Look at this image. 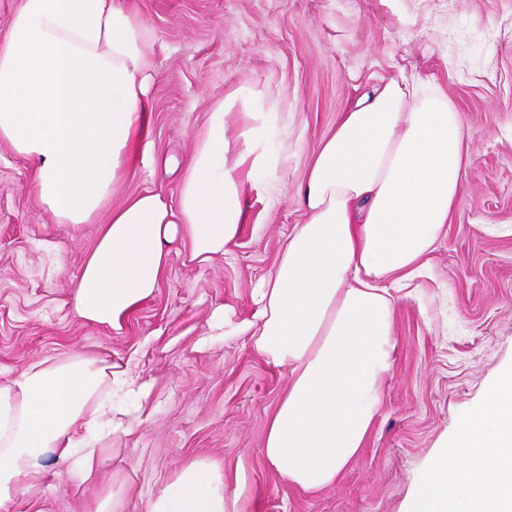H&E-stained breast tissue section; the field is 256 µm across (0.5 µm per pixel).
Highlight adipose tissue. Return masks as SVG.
<instances>
[{
    "instance_id": "1",
    "label": "adipose tissue",
    "mask_w": 512,
    "mask_h": 512,
    "mask_svg": "<svg viewBox=\"0 0 512 512\" xmlns=\"http://www.w3.org/2000/svg\"><path fill=\"white\" fill-rule=\"evenodd\" d=\"M156 32L133 0H20L0 41V141L34 162L32 189L61 224L110 215L70 292L82 320L118 331L160 285L167 247L207 261L243 221L246 155L228 161V95L213 109L177 201L146 188L111 209L150 122ZM470 163L469 131L431 81H388L339 114L297 188L304 219L236 325L289 370L263 453L291 484L336 483L361 452L392 369L393 316L450 224ZM132 362L74 353L0 381V512L47 461L90 480L103 452L147 420ZM150 512H227L224 473L184 466ZM408 512H512V374L487 389L432 460Z\"/></svg>"
}]
</instances>
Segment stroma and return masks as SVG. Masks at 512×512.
<instances>
[{
    "instance_id": "stroma-1",
    "label": "stroma",
    "mask_w": 512,
    "mask_h": 512,
    "mask_svg": "<svg viewBox=\"0 0 512 512\" xmlns=\"http://www.w3.org/2000/svg\"><path fill=\"white\" fill-rule=\"evenodd\" d=\"M159 37L147 147L112 188L109 207L153 187L177 198V175L217 103L229 158L262 156L229 251L192 260L171 246L155 294L122 331L78 318L69 291L100 224H60L31 189L33 165L0 142V379L28 363L85 352L139 361L151 417L135 450L106 449L96 483L57 466L20 483L19 512H111L148 506L194 460L218 462L236 512H407L432 458L487 387L512 369V0H137ZM422 77L454 100L471 164L447 234L393 317L394 363L360 455L335 485L288 484L262 448L288 371L227 333L206 347L213 313L250 318L251 291L301 223L295 196L339 112L391 80Z\"/></svg>"
}]
</instances>
